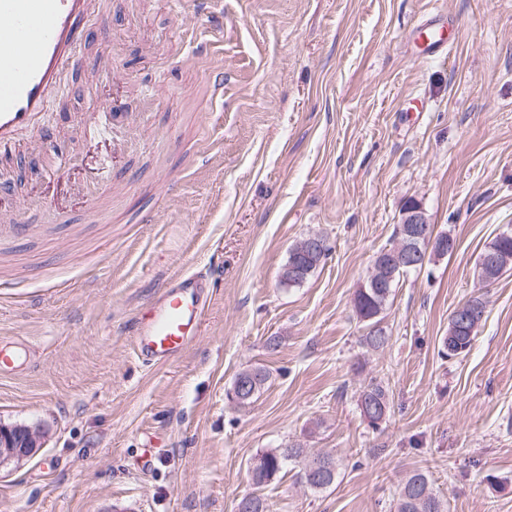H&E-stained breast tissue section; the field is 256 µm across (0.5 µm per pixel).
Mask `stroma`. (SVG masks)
<instances>
[{
    "instance_id": "35a3bbf8",
    "label": "stroma",
    "mask_w": 512,
    "mask_h": 512,
    "mask_svg": "<svg viewBox=\"0 0 512 512\" xmlns=\"http://www.w3.org/2000/svg\"><path fill=\"white\" fill-rule=\"evenodd\" d=\"M93 5L85 68L64 72L43 116L52 148L33 134L0 160V350L20 356L0 374V424L45 434L0 467V512H236L254 492L270 512H394L416 469L448 512H512V270L487 286L475 274L512 229V0ZM427 21L455 28L435 58ZM199 40L215 45L221 100L192 60ZM99 98L127 115L92 117ZM100 170L112 190L93 214L76 188ZM411 204L455 250L401 278L390 342L369 353L354 292ZM19 218L21 239L3 230ZM310 233L327 258L283 285ZM188 269L213 275L201 332L144 364L132 327ZM474 296L486 313L471 350L441 357ZM255 366L268 382L237 406L228 392ZM372 379L392 405L376 430L357 406ZM291 442L332 451L335 485L313 492L287 469L255 487L251 456Z\"/></svg>"
}]
</instances>
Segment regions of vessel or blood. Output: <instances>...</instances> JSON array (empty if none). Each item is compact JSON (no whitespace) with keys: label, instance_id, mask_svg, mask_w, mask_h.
<instances>
[{"label":"vessel or blood","instance_id":"vessel-or-blood-1","mask_svg":"<svg viewBox=\"0 0 512 512\" xmlns=\"http://www.w3.org/2000/svg\"><path fill=\"white\" fill-rule=\"evenodd\" d=\"M92 0H0V150L15 149L23 131H40L56 83L91 27ZM208 276L174 274L132 331L134 351L147 364L182 354L197 336L209 300Z\"/></svg>","mask_w":512,"mask_h":512}]
</instances>
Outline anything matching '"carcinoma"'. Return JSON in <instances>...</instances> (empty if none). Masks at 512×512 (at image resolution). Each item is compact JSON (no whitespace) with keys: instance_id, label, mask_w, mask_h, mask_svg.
<instances>
[{"instance_id":"obj_1","label":"carcinoma","mask_w":512,"mask_h":512,"mask_svg":"<svg viewBox=\"0 0 512 512\" xmlns=\"http://www.w3.org/2000/svg\"><path fill=\"white\" fill-rule=\"evenodd\" d=\"M496 250L502 258L510 259L491 271L484 267H476L477 277L496 280L500 275L512 269V233L503 232L486 247ZM411 271L409 267H401L396 277L387 288H358L354 293L353 305L360 321L365 324L367 332L361 338V344L371 350L386 347L390 341L386 327L382 325L383 312L394 296L401 275ZM472 319L464 332L456 331L454 316L448 319V335L441 342V353L448 357L467 354L476 336V331L485 312V302L476 296L466 302ZM269 379V372L262 367H249L241 370L235 380H244L249 385L245 393L232 389L231 400L240 406L250 404L261 392ZM360 415L368 426L377 429L390 413V399L387 389L382 383L372 380L361 387L358 393ZM298 468L297 480L313 491H324L331 488L338 477V464L330 453H317L308 456L305 449L298 444L284 448L263 450L252 458L249 471L253 482L262 486L270 483L283 470L286 464ZM238 512H267L265 500L254 494L244 496L237 505ZM395 512H447V504L434 491L426 472L416 469L410 472L401 483Z\"/></svg>"}]
</instances>
